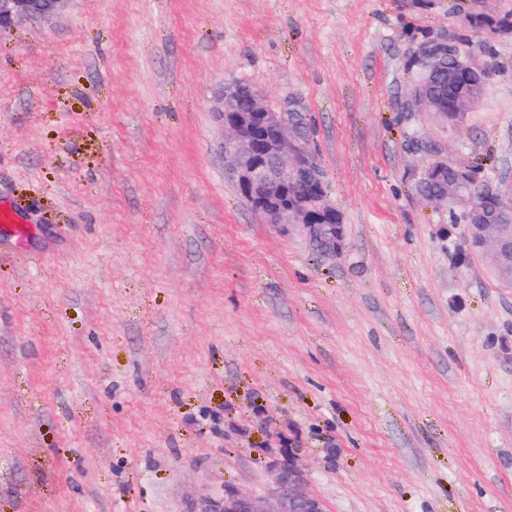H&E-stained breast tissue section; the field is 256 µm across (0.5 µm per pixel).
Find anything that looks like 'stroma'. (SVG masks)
<instances>
[{"instance_id":"stroma-1","label":"stroma","mask_w":512,"mask_h":512,"mask_svg":"<svg viewBox=\"0 0 512 512\" xmlns=\"http://www.w3.org/2000/svg\"><path fill=\"white\" fill-rule=\"evenodd\" d=\"M450 0H63L0 33V512H512V288L411 189L399 109L430 29L503 74L441 156L512 171V35ZM302 99L348 252L226 173L224 84ZM452 8L453 10L464 12L468 26L474 31L493 32L498 35L512 34V15L495 16L474 12L461 0H454ZM268 469L282 494L261 500L233 488H225L219 500H207L198 512H325L322 501L316 497L293 493L305 481L302 470L295 462V453L285 450L280 457L268 462Z\"/></svg>"}]
</instances>
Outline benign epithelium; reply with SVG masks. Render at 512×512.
I'll return each instance as SVG.
<instances>
[{"instance_id":"obj_1","label":"benign epithelium","mask_w":512,"mask_h":512,"mask_svg":"<svg viewBox=\"0 0 512 512\" xmlns=\"http://www.w3.org/2000/svg\"><path fill=\"white\" fill-rule=\"evenodd\" d=\"M61 0H0V33L24 17L45 16L55 11ZM428 61L434 66L467 64L458 49L453 32L442 29L424 43L410 49L404 64ZM242 81L224 87L222 107L216 112L224 128V155L227 174L245 190L248 205L268 224L290 234L307 238L327 255L341 257L347 249L344 225L336 223V207L323 188L324 168L318 156L305 143L301 133L303 102L286 95L268 99L250 84L247 107L240 105ZM437 203L449 202L456 213L478 209L476 195L469 186L450 184L428 197ZM466 241L478 254L511 264L512 237L501 235L490 224H468ZM268 469L282 494L261 500L233 488L224 489L219 500H207L198 512H325L316 497L294 493L305 481L295 462V453L285 450L268 462Z\"/></svg>"}]
</instances>
